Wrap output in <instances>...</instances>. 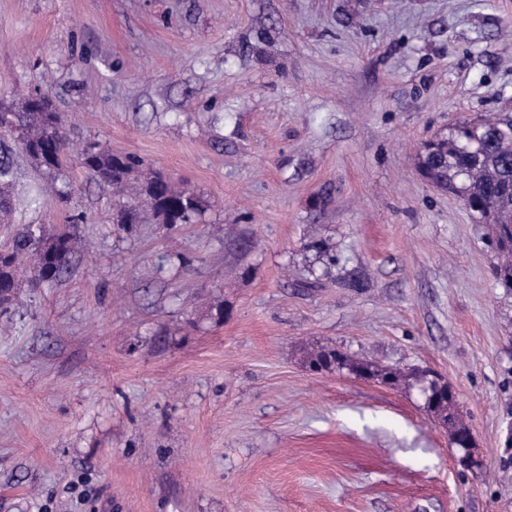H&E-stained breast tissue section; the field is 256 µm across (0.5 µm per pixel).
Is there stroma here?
Listing matches in <instances>:
<instances>
[{
	"instance_id": "stroma-1",
	"label": "stroma",
	"mask_w": 512,
	"mask_h": 512,
	"mask_svg": "<svg viewBox=\"0 0 512 512\" xmlns=\"http://www.w3.org/2000/svg\"><path fill=\"white\" fill-rule=\"evenodd\" d=\"M35 90L69 160L15 156L0 245L69 224L92 249L21 274L0 329V512H512V292L493 226L417 171L512 113V0H0V100ZM89 139L197 222L114 224ZM321 348L400 378L312 371ZM423 393L425 394L429 411L446 427L448 426L451 440L454 444L456 433L465 428L467 423L459 413L451 389L447 384L440 386L436 382H431L423 388Z\"/></svg>"
}]
</instances>
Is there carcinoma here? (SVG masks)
I'll list each match as a JSON object with an SVG mask.
<instances>
[{
	"label": "carcinoma",
	"mask_w": 512,
	"mask_h": 512,
	"mask_svg": "<svg viewBox=\"0 0 512 512\" xmlns=\"http://www.w3.org/2000/svg\"><path fill=\"white\" fill-rule=\"evenodd\" d=\"M0 211L13 209L12 198L4 192L14 178V156L21 153L39 168L59 170L64 166L66 134L58 114L18 111L0 113ZM80 164L97 181L112 186L122 195L130 175L141 161L134 156H117L95 141L85 143ZM418 166L436 187L467 200L469 210L497 229V242L504 259L495 271L498 284L512 290V117L462 122L418 155ZM151 216L159 224H193L201 213L199 198L179 189L165 177L149 173L139 185ZM79 242L70 225L57 227L51 236L37 232L31 224L17 230L9 245L0 248V307L12 302L18 282L16 271L25 260L33 261L34 273L44 282L60 280L67 273ZM310 366L321 369L346 368L361 377L383 378L395 383L396 370L378 367L367 360H353L336 350H315ZM430 412L448 426L455 436L467 426L459 413L451 389L435 382L423 388Z\"/></svg>",
	"instance_id": "carcinoma-1"
}]
</instances>
